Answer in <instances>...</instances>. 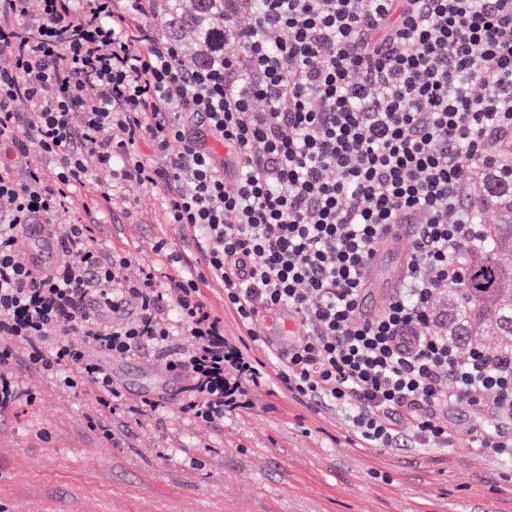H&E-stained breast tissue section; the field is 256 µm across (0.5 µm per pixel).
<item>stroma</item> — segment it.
Segmentation results:
<instances>
[{
	"mask_svg": "<svg viewBox=\"0 0 512 512\" xmlns=\"http://www.w3.org/2000/svg\"><path fill=\"white\" fill-rule=\"evenodd\" d=\"M158 207L127 188L101 215L97 244L157 262L154 241L179 238ZM14 371L36 400L0 412V512H512V462L489 451L359 448L340 415L282 389L256 392L253 410L225 418L219 435L169 410L124 422L104 411L95 429L81 389L23 358ZM112 373L128 403L181 396L155 349L113 360ZM118 422L130 436L116 447L103 429Z\"/></svg>",
	"mask_w": 512,
	"mask_h": 512,
	"instance_id": "35a3bbf8",
	"label": "stroma"
}]
</instances>
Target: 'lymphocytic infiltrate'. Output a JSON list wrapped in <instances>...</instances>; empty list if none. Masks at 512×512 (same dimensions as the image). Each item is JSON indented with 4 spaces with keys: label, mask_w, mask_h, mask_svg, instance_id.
Masks as SVG:
<instances>
[{
    "label": "lymphocytic infiltrate",
    "mask_w": 512,
    "mask_h": 512,
    "mask_svg": "<svg viewBox=\"0 0 512 512\" xmlns=\"http://www.w3.org/2000/svg\"><path fill=\"white\" fill-rule=\"evenodd\" d=\"M39 2L0 0V410L22 394L19 356L99 409H165L125 405L103 362L152 347L186 381L179 416L216 431L276 380L298 405L340 413L362 447L512 461V370L437 322L458 256L483 243L476 175L512 170V0H261L235 45L198 67L154 0ZM35 153L54 166L32 167ZM89 177L95 208L118 178L159 197L192 244L153 243L175 276L96 245L72 207ZM30 224L61 262L29 264ZM390 224L416 232L367 320L368 262ZM213 284L220 312L204 298ZM285 315L299 335L283 348L257 326ZM463 405L502 428L450 436L444 418Z\"/></svg>",
    "instance_id": "1"
}]
</instances>
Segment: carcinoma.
I'll return each mask as SVG.
<instances>
[{"mask_svg":"<svg viewBox=\"0 0 512 512\" xmlns=\"http://www.w3.org/2000/svg\"><path fill=\"white\" fill-rule=\"evenodd\" d=\"M255 0H158V12L184 47L183 61L203 65L224 54V11L254 15ZM473 220L484 242L459 257L464 279L438 305V322L457 345L512 350V177L484 168L476 181ZM492 215V222L484 216Z\"/></svg>","mask_w":512,"mask_h":512,"instance_id":"obj_1","label":"carcinoma"}]
</instances>
